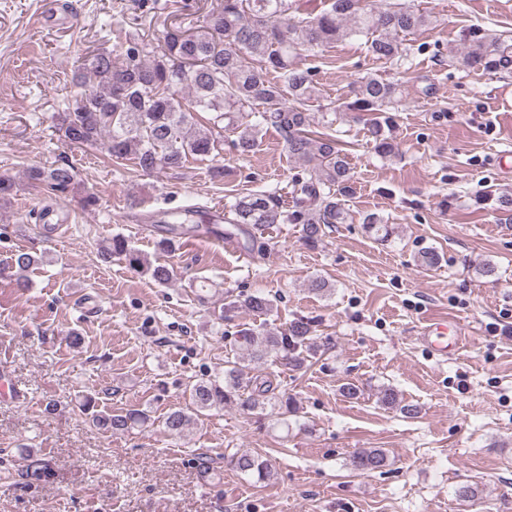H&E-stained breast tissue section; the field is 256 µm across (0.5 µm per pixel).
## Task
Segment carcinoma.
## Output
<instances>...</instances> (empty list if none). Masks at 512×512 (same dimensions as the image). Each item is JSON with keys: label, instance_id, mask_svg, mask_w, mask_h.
Segmentation results:
<instances>
[{"label": "carcinoma", "instance_id": "cac0c4a2", "mask_svg": "<svg viewBox=\"0 0 512 512\" xmlns=\"http://www.w3.org/2000/svg\"><path fill=\"white\" fill-rule=\"evenodd\" d=\"M316 15L299 16L301 0H219L201 15L173 23L157 45L137 33L125 35L122 59L96 47L74 68L73 83L81 91L71 97L66 111L57 115V131L71 146L96 149L116 161H129L140 175H158L185 166L190 158L216 157L224 150V136L232 134L237 156H249L259 145L266 126L283 135L288 157L302 166L292 178V205L283 206L274 193L240 191L224 203L228 233H244L263 250L255 233L275 224H298L302 238L315 247L323 242L324 228L342 224L347 212L341 203L352 179L347 154L332 133L341 112H376L366 120L368 137L383 156L396 154L397 145L385 127L404 95L402 82L369 75L351 90L353 101L338 108L311 112L315 97V69L301 64L305 52L343 37L364 36L375 59L397 69L411 56L401 35L415 34L432 24V16L407 4L383 10L369 9L364 0H323ZM452 58L463 68L479 66L488 71L512 68V38L474 35L454 51ZM29 182L47 192L64 193L75 183L76 172L68 163L30 168ZM193 207L167 216L171 233L196 231ZM109 262L116 257L130 269L149 276L159 285L176 278L173 267L153 263L126 238L115 236L101 247ZM36 258L19 250L0 267V277L19 288L28 287L27 272ZM245 307L259 315L271 309L261 293L240 295L224 305V313ZM312 320L297 317L284 329L242 326L234 343L243 354L224 362L223 378H200L189 385L188 401L169 409L164 427L181 436L204 413L236 405L253 411L271 406L278 416L296 411L292 397L275 394L271 374L262 380L256 368L285 362L301 368L318 352ZM379 401L411 418L412 406L400 405L398 393L387 387ZM148 419L140 408L116 413L99 412L92 423L112 434L128 433ZM379 448L355 453L351 467L369 473L386 465ZM239 472L264 480L271 475L268 460L249 452L235 458Z\"/></svg>", "mask_w": 512, "mask_h": 512}]
</instances>
